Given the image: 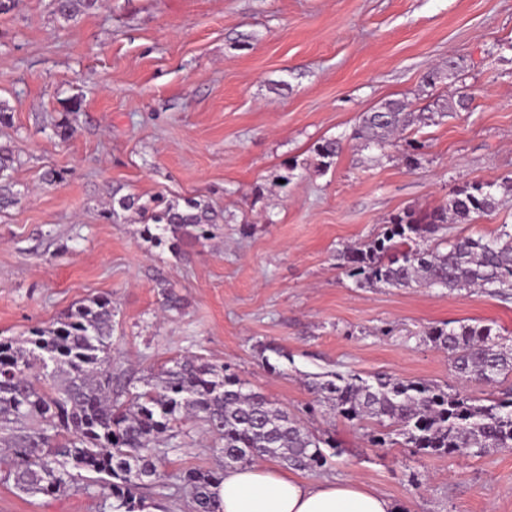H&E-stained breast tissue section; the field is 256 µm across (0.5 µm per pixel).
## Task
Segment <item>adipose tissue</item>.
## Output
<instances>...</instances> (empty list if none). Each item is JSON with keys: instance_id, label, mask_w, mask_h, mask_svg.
Masks as SVG:
<instances>
[{"instance_id": "ef3b65f1", "label": "adipose tissue", "mask_w": 512, "mask_h": 512, "mask_svg": "<svg viewBox=\"0 0 512 512\" xmlns=\"http://www.w3.org/2000/svg\"><path fill=\"white\" fill-rule=\"evenodd\" d=\"M216 512H394V506L355 482L300 481L254 464L225 471Z\"/></svg>"}]
</instances>
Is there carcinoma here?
<instances>
[{
  "mask_svg": "<svg viewBox=\"0 0 512 512\" xmlns=\"http://www.w3.org/2000/svg\"><path fill=\"white\" fill-rule=\"evenodd\" d=\"M96 0H51L65 21L94 7ZM465 96L436 98L419 113L388 100L362 115L356 136L384 149L418 119L468 109ZM342 150L328 138L313 149L317 167L328 169ZM18 159L0 148V209L18 201L10 171ZM105 218L117 223L125 212L140 214L145 239L157 245L188 235L207 240L223 219L203 200L184 202L155 194L148 199L112 190ZM494 184L475 182L448 203L427 211L389 215L384 231L341 254L347 275L361 285L424 286L448 291L491 288L512 291V228L493 236H459L444 247L429 241L448 220L465 223L495 211ZM427 339L448 353L458 379L493 383L512 375V345L490 324L444 323ZM112 367V302L90 298L64 316L34 326L23 339L0 338V479L20 492L54 496L67 491L97 494L112 512H143L140 490L169 488L160 464L184 420L200 422L215 437V451L232 469L257 459H275L296 470H315L336 456V443L308 430L303 421L246 388L230 368L200 357L180 358L145 378L131 392ZM315 402L349 422L374 421L371 445L399 444L416 453L481 457L512 448V389L477 397L424 380L387 373L369 377L329 373L310 383ZM224 475L186 469L175 476L189 512H216L213 488Z\"/></svg>",
  "mask_w": 512,
  "mask_h": 512,
  "instance_id": "1",
  "label": "carcinoma"
}]
</instances>
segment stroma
Masks as SVG:
<instances>
[{"mask_svg": "<svg viewBox=\"0 0 512 512\" xmlns=\"http://www.w3.org/2000/svg\"><path fill=\"white\" fill-rule=\"evenodd\" d=\"M49 0L0 13V145L20 162L19 203L0 211V336L18 338L80 302L112 301V356L130 391L186 355L231 365L248 387L302 414L321 373L387 372L470 394L426 332L449 321L495 324L512 339V297L480 289L359 286L347 248L387 217L428 210L474 181L496 186L494 213L446 238L512 225V0H97L63 21ZM443 78L424 85L431 69ZM470 96L468 111L418 122L404 141L364 148L352 133L390 99L413 109ZM80 100L77 131L53 125ZM342 151L317 170L313 148ZM419 141L409 151L407 140ZM414 163H406V153ZM54 169L62 180L47 184ZM200 197L224 220L179 251L138 220L102 216L112 189ZM182 307H164V285ZM288 353L269 372L261 349ZM309 429L339 454L305 481H354L397 512H512V448L481 457L374 448L330 408ZM163 468L219 469L211 438L182 425ZM0 512H110L70 491L27 497L0 481Z\"/></svg>", "mask_w": 512, "mask_h": 512, "instance_id": "obj_1", "label": "stroma"}]
</instances>
